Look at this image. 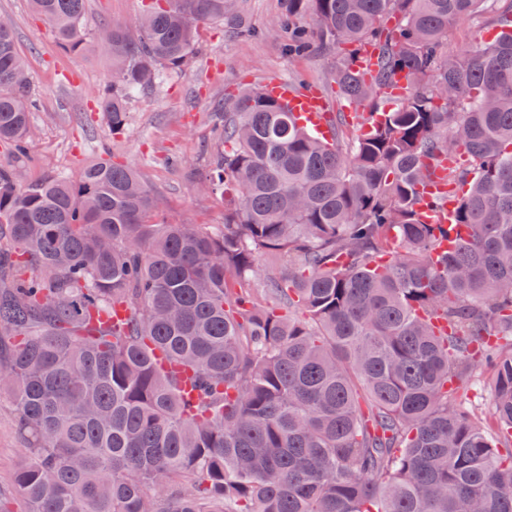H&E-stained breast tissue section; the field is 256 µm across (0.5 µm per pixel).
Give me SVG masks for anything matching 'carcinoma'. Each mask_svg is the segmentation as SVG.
Segmentation results:
<instances>
[{"label":"carcinoma","mask_w":512,"mask_h":512,"mask_svg":"<svg viewBox=\"0 0 512 512\" xmlns=\"http://www.w3.org/2000/svg\"><path fill=\"white\" fill-rule=\"evenodd\" d=\"M83 45L86 0H30ZM286 0L288 51H340L362 114L326 141L263 88L224 100L205 176L224 225L171 224L130 166L0 168V394L28 512H512V0ZM497 30L454 54L480 6ZM230 0H151L108 28L127 98L196 52ZM379 49L378 74L355 64ZM29 78L0 26V141ZM461 161L453 214L424 195ZM288 272L255 293L260 258ZM288 300L306 315H282ZM489 374L493 427L463 401Z\"/></svg>","instance_id":"cac0c4a2"}]
</instances>
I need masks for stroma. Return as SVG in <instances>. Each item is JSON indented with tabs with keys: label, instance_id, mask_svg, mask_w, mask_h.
Returning a JSON list of instances; mask_svg holds the SVG:
<instances>
[{
	"label": "stroma",
	"instance_id": "35a3bbf8",
	"mask_svg": "<svg viewBox=\"0 0 512 512\" xmlns=\"http://www.w3.org/2000/svg\"><path fill=\"white\" fill-rule=\"evenodd\" d=\"M148 0H86L83 47L75 52L54 40L28 0H0V21L13 27L30 80V137L25 153L0 143V166L34 182L54 173L78 176L103 156L134 167L162 202L165 221L220 226L223 201L203 178L217 160L218 103L246 88L278 80L312 89L327 111L351 112L331 79V55L286 54L277 31L283 0H237L239 23L213 20L198 30V51L175 73L129 99V121L113 134L98 110L99 93L112 83V61L97 37L103 25L133 24ZM23 463L14 410L0 396V496L14 501L13 475Z\"/></svg>",
	"mask_w": 512,
	"mask_h": 512
}]
</instances>
